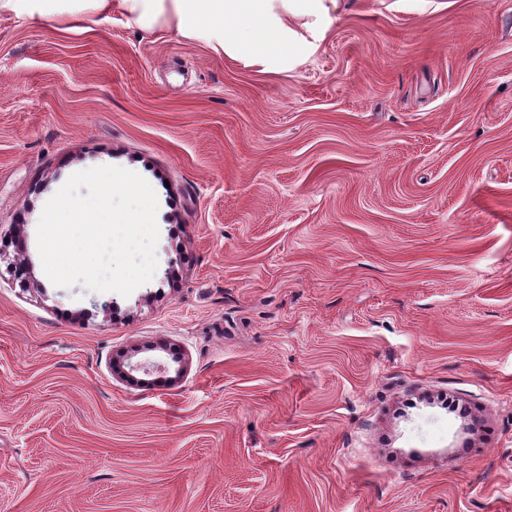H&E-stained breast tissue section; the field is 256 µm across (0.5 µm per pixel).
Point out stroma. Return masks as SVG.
<instances>
[{
  "mask_svg": "<svg viewBox=\"0 0 512 512\" xmlns=\"http://www.w3.org/2000/svg\"><path fill=\"white\" fill-rule=\"evenodd\" d=\"M288 24L0 11V512H512V0ZM105 165L158 199L126 297L37 249Z\"/></svg>",
  "mask_w": 512,
  "mask_h": 512,
  "instance_id": "stroma-1",
  "label": "stroma"
}]
</instances>
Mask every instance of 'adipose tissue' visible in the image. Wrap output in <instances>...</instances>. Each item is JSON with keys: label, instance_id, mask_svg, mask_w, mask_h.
<instances>
[{"label": "adipose tissue", "instance_id": "1", "mask_svg": "<svg viewBox=\"0 0 512 512\" xmlns=\"http://www.w3.org/2000/svg\"><path fill=\"white\" fill-rule=\"evenodd\" d=\"M116 5L147 28L154 27L165 14H173L178 34L265 66L288 58L293 45L289 17L319 20L328 13L325 0H0V11L43 22L91 14L104 24L111 22Z\"/></svg>", "mask_w": 512, "mask_h": 512}]
</instances>
